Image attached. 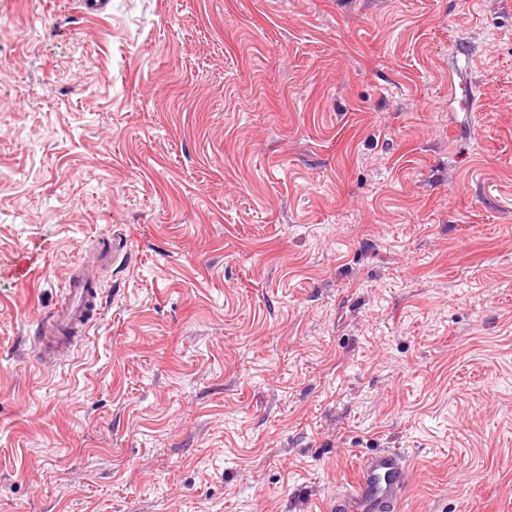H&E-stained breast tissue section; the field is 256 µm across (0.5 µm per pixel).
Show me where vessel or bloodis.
<instances>
[{"label": "vessel or blood", "mask_w": 512, "mask_h": 512, "mask_svg": "<svg viewBox=\"0 0 512 512\" xmlns=\"http://www.w3.org/2000/svg\"><path fill=\"white\" fill-rule=\"evenodd\" d=\"M64 291V300L34 331L35 352L45 363L67 361L103 309L99 281L83 266L68 269ZM408 480L407 461L397 452L386 451L362 458L349 487L319 504L316 512H397Z\"/></svg>", "instance_id": "obj_1"}]
</instances>
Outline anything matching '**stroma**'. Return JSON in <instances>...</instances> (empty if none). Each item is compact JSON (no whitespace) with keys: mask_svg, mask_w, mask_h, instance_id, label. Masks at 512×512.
I'll list each match as a JSON object with an SVG mask.
<instances>
[{"mask_svg":"<svg viewBox=\"0 0 512 512\" xmlns=\"http://www.w3.org/2000/svg\"><path fill=\"white\" fill-rule=\"evenodd\" d=\"M384 450L512 512V0H0V512H311ZM65 300L39 322L33 345L43 363L66 362L97 321L104 305L99 280L82 265L71 266L64 279Z\"/></svg>","mask_w":512,"mask_h":512,"instance_id":"35a3bbf8","label":"stroma"}]
</instances>
